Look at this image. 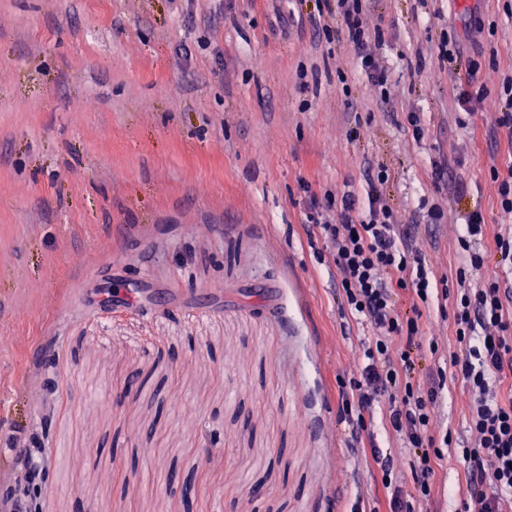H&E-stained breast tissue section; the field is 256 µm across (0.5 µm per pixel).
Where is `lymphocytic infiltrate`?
<instances>
[{
	"instance_id": "f902f5d3",
	"label": "lymphocytic infiltrate",
	"mask_w": 512,
	"mask_h": 512,
	"mask_svg": "<svg viewBox=\"0 0 512 512\" xmlns=\"http://www.w3.org/2000/svg\"><path fill=\"white\" fill-rule=\"evenodd\" d=\"M365 0H336L344 33L373 85L387 81L385 69L367 50L361 15ZM307 220L317 228L341 275L347 307L372 334L362 343L357 375L339 390L337 423L347 425L352 445L370 444L386 489L389 512H413L410 494L429 499L434 462L449 447V434L435 431L434 408L443 383L424 388L414 380V354L427 341L420 323L421 304L433 289L434 261L414 249L409 230L395 224L392 212L370 197L360 212L350 193L319 203L311 199ZM448 318L462 353H450L448 371L468 388V425L473 447L464 449L466 490L459 512H512V393L500 384L512 380V289L499 280L477 288L457 273ZM414 450L418 465L413 490L394 484L396 460L375 444L372 423Z\"/></svg>"
}]
</instances>
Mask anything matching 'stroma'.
<instances>
[{
	"mask_svg": "<svg viewBox=\"0 0 512 512\" xmlns=\"http://www.w3.org/2000/svg\"><path fill=\"white\" fill-rule=\"evenodd\" d=\"M362 23L381 88L324 0H0V493L21 430L50 470L40 512H182L172 471L195 474L197 512H388L370 449L325 426L369 330L307 203L367 204L381 170L437 280L472 212L490 253L512 0H367ZM444 304L423 310L424 383L457 349ZM466 400L447 381L452 443L415 512H458Z\"/></svg>",
	"mask_w": 512,
	"mask_h": 512,
	"instance_id": "stroma-1",
	"label": "stroma"
}]
</instances>
